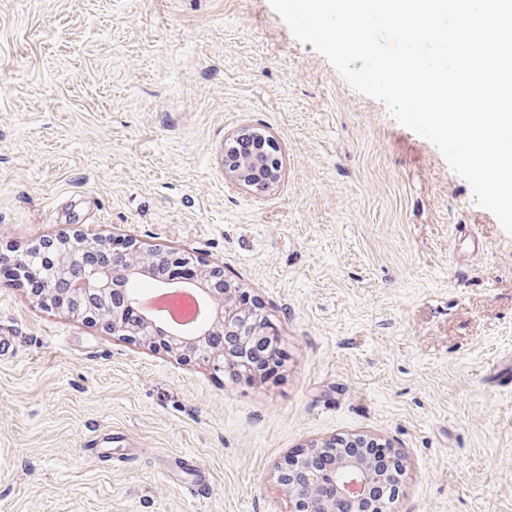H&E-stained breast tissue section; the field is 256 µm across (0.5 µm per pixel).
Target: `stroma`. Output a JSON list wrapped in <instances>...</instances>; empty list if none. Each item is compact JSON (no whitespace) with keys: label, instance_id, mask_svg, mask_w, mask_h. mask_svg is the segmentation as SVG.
Masks as SVG:
<instances>
[{"label":"stroma","instance_id":"1","mask_svg":"<svg viewBox=\"0 0 512 512\" xmlns=\"http://www.w3.org/2000/svg\"><path fill=\"white\" fill-rule=\"evenodd\" d=\"M242 130L270 191L225 174ZM77 233L223 265L284 363L217 373L1 277L0 512H291L278 463L358 436L403 462L390 512H512V236L269 0H0V252Z\"/></svg>","mask_w":512,"mask_h":512}]
</instances>
